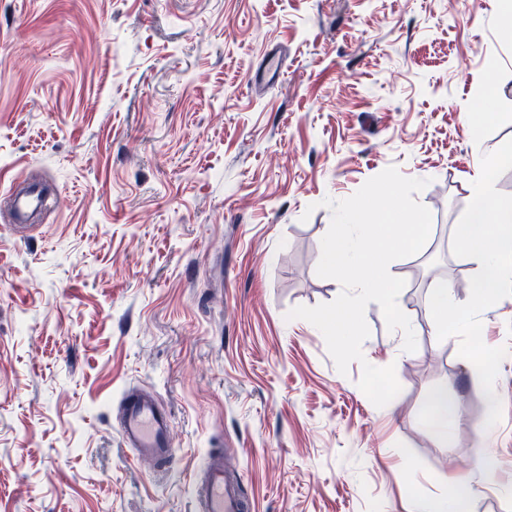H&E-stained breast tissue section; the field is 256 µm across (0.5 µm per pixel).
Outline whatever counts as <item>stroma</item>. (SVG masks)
Returning a JSON list of instances; mask_svg holds the SVG:
<instances>
[{
	"mask_svg": "<svg viewBox=\"0 0 512 512\" xmlns=\"http://www.w3.org/2000/svg\"><path fill=\"white\" fill-rule=\"evenodd\" d=\"M509 139L497 0H0V180L63 199L19 232L0 196V512H193L215 448L255 512H411L460 478L468 512H512V299L480 315L507 350L492 427L428 308L446 280L468 299L478 265L452 226ZM390 166L426 180L432 214L425 249L389 266L417 349L372 302L342 374L287 314L341 292L316 272L323 200ZM366 362L396 370L385 407L358 386ZM442 385L462 417L444 439L420 419ZM128 388L171 412L172 471L125 447Z\"/></svg>",
	"mask_w": 512,
	"mask_h": 512,
	"instance_id": "1",
	"label": "stroma"
}]
</instances>
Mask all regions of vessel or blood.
<instances>
[{
  "label": "vessel or blood",
  "instance_id": "1",
  "mask_svg": "<svg viewBox=\"0 0 512 512\" xmlns=\"http://www.w3.org/2000/svg\"><path fill=\"white\" fill-rule=\"evenodd\" d=\"M117 425L133 459L151 463L160 473L173 468L172 418L151 396L126 390ZM189 483L194 512H250L252 508L239 478L225 470L222 453H208Z\"/></svg>",
  "mask_w": 512,
  "mask_h": 512
}]
</instances>
